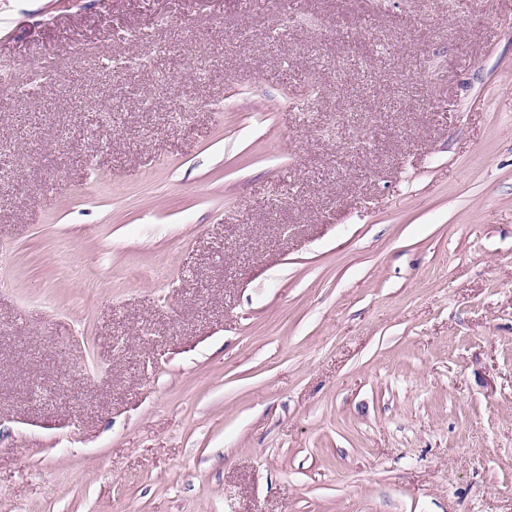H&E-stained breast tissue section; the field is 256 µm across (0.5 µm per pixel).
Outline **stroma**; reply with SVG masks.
<instances>
[{"instance_id":"stroma-1","label":"stroma","mask_w":512,"mask_h":512,"mask_svg":"<svg viewBox=\"0 0 512 512\" xmlns=\"http://www.w3.org/2000/svg\"><path fill=\"white\" fill-rule=\"evenodd\" d=\"M1 84L0 512H512V0H0Z\"/></svg>"}]
</instances>
